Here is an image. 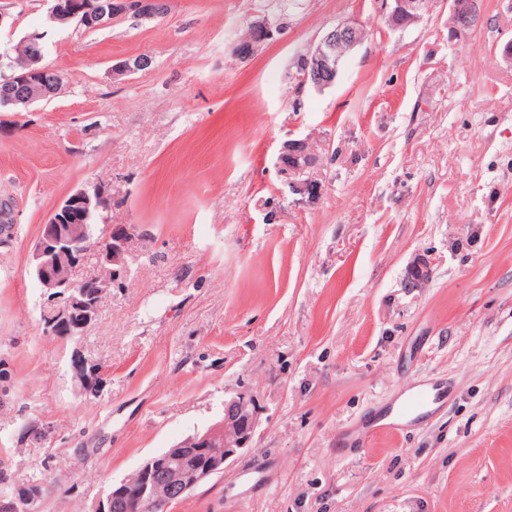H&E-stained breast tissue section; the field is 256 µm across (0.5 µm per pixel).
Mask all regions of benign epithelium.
I'll list each match as a JSON object with an SVG mask.
<instances>
[{
  "label": "benign epithelium",
  "mask_w": 512,
  "mask_h": 512,
  "mask_svg": "<svg viewBox=\"0 0 512 512\" xmlns=\"http://www.w3.org/2000/svg\"><path fill=\"white\" fill-rule=\"evenodd\" d=\"M388 15L391 26L403 29L422 17L428 0H391ZM451 26L448 39L453 41L474 28L480 18L479 0H448ZM159 0H115L107 10L101 0H68L67 5L52 4L49 19L66 26L74 23L90 29L105 26L115 18L133 15L144 18L161 17ZM253 38L239 43L236 52L249 53L274 37L275 29L265 20L252 23ZM363 41L361 27L342 22L329 28L307 52L296 61L298 83L314 90L332 86L339 75L348 52ZM27 62L13 71L8 82L13 90L0 99V107H26L37 100L55 97L64 86L65 74L43 63L45 48L38 36L24 40ZM150 64L148 57L126 59L112 68V74L123 76L140 71ZM279 166L289 172L304 174L314 166L316 157L303 140H293L283 147ZM292 190L312 203L321 194L319 182L306 178L292 183ZM110 198L98 186L79 189L70 194L53 210L33 252V275L47 300L55 304L53 316L46 324V332L65 331L68 336L81 335L97 318L100 311L99 288H110L100 276L77 280L76 269L89 255L97 256L100 267L112 266V273L120 277L126 271L127 237L122 232H106L94 236L86 231L87 221L108 209ZM430 273V261L418 257L411 263L406 280L409 288H418ZM258 408L254 399L238 393L224 401V416L202 433L187 437L164 454L147 458L138 469V483H121L122 490L100 499L93 512H111L118 507L120 496L131 486L143 499L164 498L181 502L213 475L224 471L226 464L235 460L250 447L257 424ZM187 452L210 453L208 467L196 470L183 468L178 460ZM39 495L29 491H15L0 499V512H39Z\"/></svg>",
  "instance_id": "benign-epithelium-1"
}]
</instances>
